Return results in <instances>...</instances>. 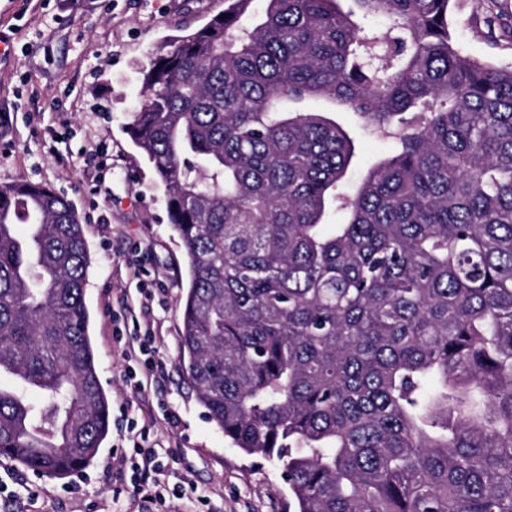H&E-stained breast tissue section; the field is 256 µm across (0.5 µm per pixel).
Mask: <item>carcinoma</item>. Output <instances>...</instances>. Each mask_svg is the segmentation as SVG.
<instances>
[{
	"instance_id": "1",
	"label": "carcinoma",
	"mask_w": 512,
	"mask_h": 512,
	"mask_svg": "<svg viewBox=\"0 0 512 512\" xmlns=\"http://www.w3.org/2000/svg\"><path fill=\"white\" fill-rule=\"evenodd\" d=\"M251 2L163 45L130 123L199 401L298 512H512V66L462 53L450 0ZM336 112L391 142L352 193ZM89 266L68 200L0 185V458L52 478L110 428Z\"/></svg>"
}]
</instances>
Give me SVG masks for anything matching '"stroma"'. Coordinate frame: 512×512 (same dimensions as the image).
<instances>
[{
  "label": "stroma",
  "mask_w": 512,
  "mask_h": 512,
  "mask_svg": "<svg viewBox=\"0 0 512 512\" xmlns=\"http://www.w3.org/2000/svg\"><path fill=\"white\" fill-rule=\"evenodd\" d=\"M224 0H0V184L48 185L75 208L91 255L85 302L110 431L93 462L63 479L0 460V512H123L133 494L114 460L134 445L162 451L168 498L150 512H296L276 461L236 448L209 420L180 359L179 300L188 265L156 174L128 124L144 102V77L165 40L194 32ZM449 22L462 51L512 66V0H453ZM352 174L390 142L351 112ZM137 259L138 272L128 261ZM150 335L154 376L127 378L125 349Z\"/></svg>",
  "instance_id": "1"
}]
</instances>
